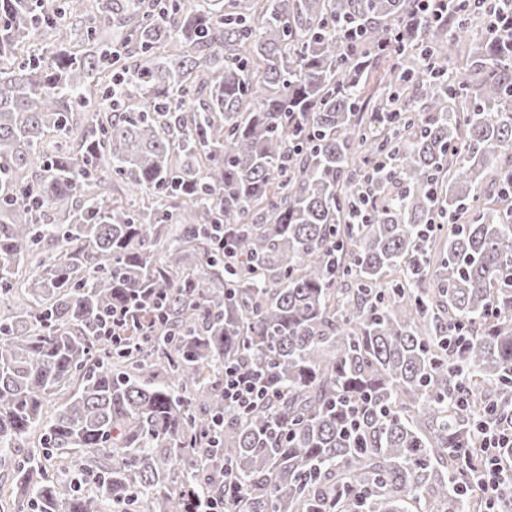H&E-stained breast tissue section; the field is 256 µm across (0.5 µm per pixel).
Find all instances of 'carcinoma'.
Wrapping results in <instances>:
<instances>
[{
  "mask_svg": "<svg viewBox=\"0 0 512 512\" xmlns=\"http://www.w3.org/2000/svg\"><path fill=\"white\" fill-rule=\"evenodd\" d=\"M495 5L384 51L413 0H0L7 512H512L473 478L512 410V52L460 38ZM268 394L265 376L249 373L233 365H224V405L227 409L247 413Z\"/></svg>",
  "mask_w": 512,
  "mask_h": 512,
  "instance_id": "carcinoma-1",
  "label": "carcinoma"
}]
</instances>
